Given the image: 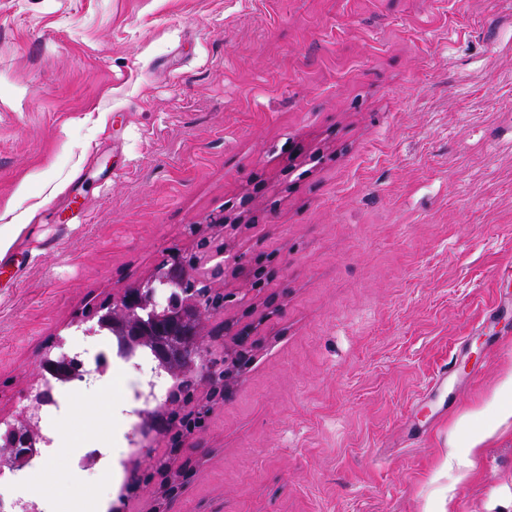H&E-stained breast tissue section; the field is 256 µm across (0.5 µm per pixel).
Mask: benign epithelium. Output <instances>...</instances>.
<instances>
[{
	"label": "benign epithelium",
	"mask_w": 512,
	"mask_h": 512,
	"mask_svg": "<svg viewBox=\"0 0 512 512\" xmlns=\"http://www.w3.org/2000/svg\"><path fill=\"white\" fill-rule=\"evenodd\" d=\"M207 234H193V255L185 258L178 250H167L158 259L153 272L144 281L120 290L112 301L103 304L91 332L107 329L126 337L128 347L136 351L152 346L153 318L157 313V290L177 289L186 296L177 319L186 323L185 330L176 325L170 331L174 349L163 348L157 355L153 376L167 374L177 380L181 372L190 375L188 386L171 384L161 396L150 395L148 408L136 411L141 423L135 431L148 429L152 446L143 449L134 461L138 476L153 464L154 446L163 444L172 456V466L180 469L178 455L186 447L187 431L178 426L181 416L191 412L202 395H216L222 401L233 392V384L257 351L258 324L229 316L238 307L251 306L255 287H265L267 266L249 250L232 251L227 238L237 228L227 223L224 212L208 217ZM241 281L246 289L235 287ZM41 392L30 396L28 406L15 422L6 423L0 436V464L9 468L24 466L36 453Z\"/></svg>",
	"instance_id": "1"
}]
</instances>
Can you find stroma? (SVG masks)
I'll return each instance as SVG.
<instances>
[{"label": "stroma", "mask_w": 512, "mask_h": 512, "mask_svg": "<svg viewBox=\"0 0 512 512\" xmlns=\"http://www.w3.org/2000/svg\"><path fill=\"white\" fill-rule=\"evenodd\" d=\"M219 210L277 307L173 512H512V423L450 445L512 372V0H0L1 417ZM123 385L54 421L52 512H154Z\"/></svg>", "instance_id": "35a3bbf8"}]
</instances>
